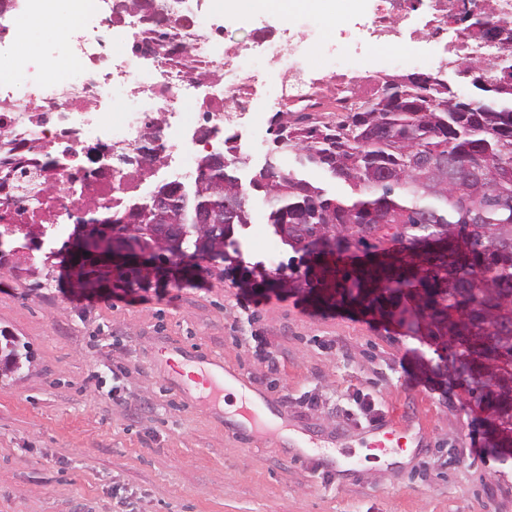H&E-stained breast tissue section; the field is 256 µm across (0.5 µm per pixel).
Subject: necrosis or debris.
<instances>
[{"label": "necrosis or debris", "mask_w": 512, "mask_h": 512, "mask_svg": "<svg viewBox=\"0 0 512 512\" xmlns=\"http://www.w3.org/2000/svg\"><path fill=\"white\" fill-rule=\"evenodd\" d=\"M422 5L428 8L424 27L411 26L413 12ZM461 8L462 0H375L367 41L384 49L424 41L434 45L439 60L477 61L483 77H502L499 60L512 58V46L490 43L476 29L450 32ZM36 13L35 0H0V19L11 22L9 35L0 37V71L20 55L38 59V52L19 37L23 21ZM84 19L96 23L101 36L59 49L76 59L83 81L63 70L53 81H34L19 92L0 80V131L7 132L10 144L9 153L0 152L2 228L41 237L93 206L111 220L113 203L136 198L156 169L208 143L223 148L219 133L224 123L245 118L258 129L265 121L266 111L256 106L258 81L240 71L244 45L212 42L188 13L168 15L166 28L176 43L192 46V53L176 62L161 56L150 70L136 62L134 45L148 31L138 10L117 7L116 0H95ZM117 29L123 39H114ZM251 42L268 54L267 80L277 88L270 106L281 112H310L323 121L329 110L341 112L373 98L386 79L385 72L337 48L324 50L328 65L322 71L308 69L306 59L321 48L308 22L300 36L285 40L272 30L254 29ZM117 81L149 104L146 112L118 125L108 115ZM155 138L169 144L170 151L144 171L134 164L94 161L87 154L88 147L101 144L132 157Z\"/></svg>", "instance_id": "obj_1"}]
</instances>
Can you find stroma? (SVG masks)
<instances>
[{
  "label": "stroma",
  "instance_id": "obj_1",
  "mask_svg": "<svg viewBox=\"0 0 512 512\" xmlns=\"http://www.w3.org/2000/svg\"><path fill=\"white\" fill-rule=\"evenodd\" d=\"M198 26L227 43L254 28L298 34L301 10L241 21L191 0ZM236 229L235 278L198 259L190 280L148 275L84 292L51 252L10 238L0 269V330L33 356L0 376V512H512V466L496 461L462 389L425 372L430 346L402 329L312 304L264 283L290 252L253 198ZM279 358L269 370L265 351ZM223 363L274 413L214 402L172 372ZM413 437L407 461L362 462L375 430ZM315 441L309 455L287 433Z\"/></svg>",
  "mask_w": 512,
  "mask_h": 512
}]
</instances>
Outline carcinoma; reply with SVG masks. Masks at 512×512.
Segmentation results:
<instances>
[{
    "instance_id": "obj_1",
    "label": "carcinoma",
    "mask_w": 512,
    "mask_h": 512,
    "mask_svg": "<svg viewBox=\"0 0 512 512\" xmlns=\"http://www.w3.org/2000/svg\"><path fill=\"white\" fill-rule=\"evenodd\" d=\"M487 101L453 108L429 78L384 82L376 97L334 124L308 115L270 119L272 150L297 153L286 173L260 168L243 185L247 156L224 138V165L197 162L198 181L180 221L182 248L195 246L196 207L209 209L223 240L251 223L252 193H263L268 223L294 255L269 285L302 288L393 322L442 346L436 368L486 413L493 448H512V73ZM350 188L328 193L320 177ZM477 213L480 221L467 223ZM114 224L162 228L150 201H133ZM0 351L31 358L5 339Z\"/></svg>"
}]
</instances>
